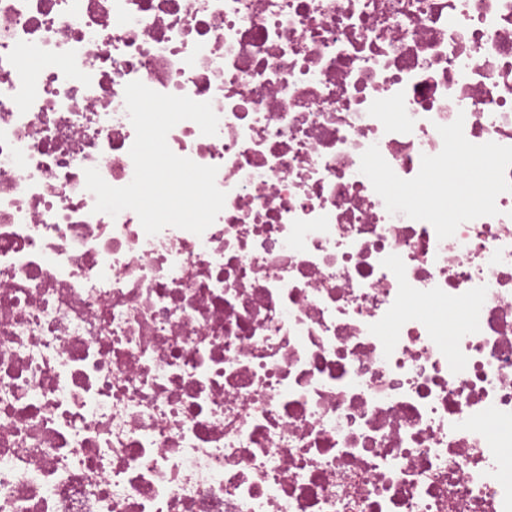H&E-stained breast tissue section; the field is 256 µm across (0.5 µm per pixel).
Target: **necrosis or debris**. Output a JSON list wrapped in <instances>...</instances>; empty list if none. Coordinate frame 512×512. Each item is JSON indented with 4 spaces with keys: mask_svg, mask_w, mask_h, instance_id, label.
Wrapping results in <instances>:
<instances>
[{
    "mask_svg": "<svg viewBox=\"0 0 512 512\" xmlns=\"http://www.w3.org/2000/svg\"><path fill=\"white\" fill-rule=\"evenodd\" d=\"M134 80L203 234L93 210ZM511 447L512 0H0V512H512Z\"/></svg>",
    "mask_w": 512,
    "mask_h": 512,
    "instance_id": "1",
    "label": "necrosis or debris"
}]
</instances>
